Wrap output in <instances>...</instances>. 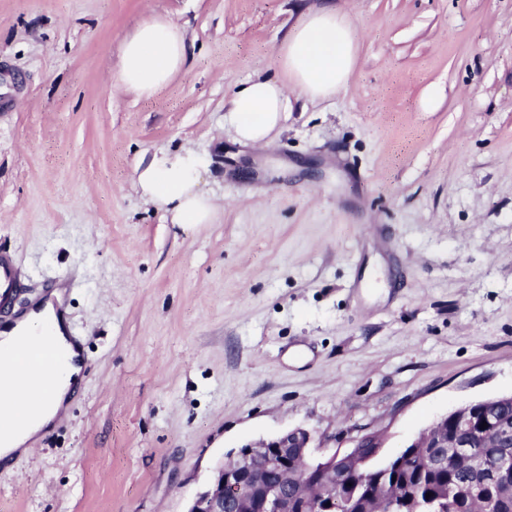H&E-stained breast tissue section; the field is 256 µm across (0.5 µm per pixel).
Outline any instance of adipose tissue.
I'll list each match as a JSON object with an SVG mask.
<instances>
[{"label":"adipose tissue","instance_id":"adipose-tissue-1","mask_svg":"<svg viewBox=\"0 0 512 512\" xmlns=\"http://www.w3.org/2000/svg\"><path fill=\"white\" fill-rule=\"evenodd\" d=\"M356 39L350 22L331 0L308 11L290 30L281 62L290 83L262 76L252 78L228 100L225 116L236 139L245 145L268 146L271 132L291 107L292 98L314 101L346 86L355 62ZM190 58V44L181 26L161 16L144 20L120 48L119 86L140 95L163 88ZM206 159L191 148L160 149L141 158L134 186L145 204L162 212L172 224L215 223L219 205L201 188ZM51 321L54 343L67 350V365L55 367L47 381L46 398L20 403L17 391L29 371L9 366L0 379V460L26 453L28 444L51 425L69 402L82 371L79 346L68 320L53 301L36 304L14 326L0 330V350L27 340L42 321Z\"/></svg>","mask_w":512,"mask_h":512}]
</instances>
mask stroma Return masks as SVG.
Segmentation results:
<instances>
[{
    "label": "stroma",
    "instance_id": "35a3bbf8",
    "mask_svg": "<svg viewBox=\"0 0 512 512\" xmlns=\"http://www.w3.org/2000/svg\"><path fill=\"white\" fill-rule=\"evenodd\" d=\"M323 0H0V249L22 310L69 278L89 363L0 512H187L246 443L358 430L382 458L459 406L512 393V0H337L346 87L292 105L266 147L224 103L286 80ZM161 15L193 56L152 96L122 40ZM203 154L212 224L133 188L147 153Z\"/></svg>",
    "mask_w": 512,
    "mask_h": 512
}]
</instances>
